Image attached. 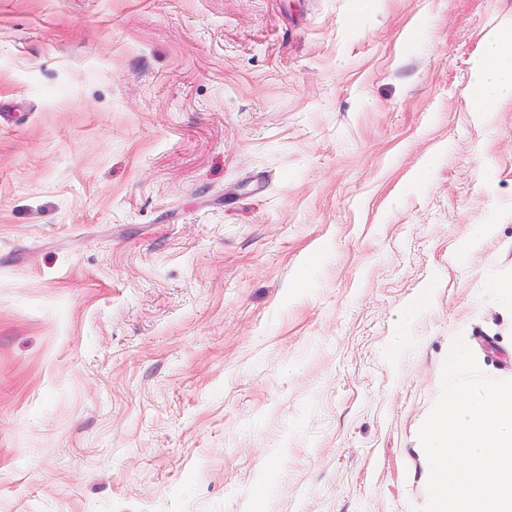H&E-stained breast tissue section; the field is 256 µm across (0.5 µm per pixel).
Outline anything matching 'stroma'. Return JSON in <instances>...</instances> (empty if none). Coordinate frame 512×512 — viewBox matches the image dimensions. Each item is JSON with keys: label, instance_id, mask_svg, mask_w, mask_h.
Listing matches in <instances>:
<instances>
[{"label": "stroma", "instance_id": "35a3bbf8", "mask_svg": "<svg viewBox=\"0 0 512 512\" xmlns=\"http://www.w3.org/2000/svg\"><path fill=\"white\" fill-rule=\"evenodd\" d=\"M357 8L0 0V512L427 503L450 345L512 377V0ZM505 99H512V27L488 35L471 79L470 104L474 112H492Z\"/></svg>", "mask_w": 512, "mask_h": 512}]
</instances>
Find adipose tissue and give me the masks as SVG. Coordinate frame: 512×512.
<instances>
[{
	"instance_id": "ef3b65f1",
	"label": "adipose tissue",
	"mask_w": 512,
	"mask_h": 512,
	"mask_svg": "<svg viewBox=\"0 0 512 512\" xmlns=\"http://www.w3.org/2000/svg\"><path fill=\"white\" fill-rule=\"evenodd\" d=\"M506 99H512V28L498 29L488 35L473 66L471 79L473 111H493Z\"/></svg>"
}]
</instances>
